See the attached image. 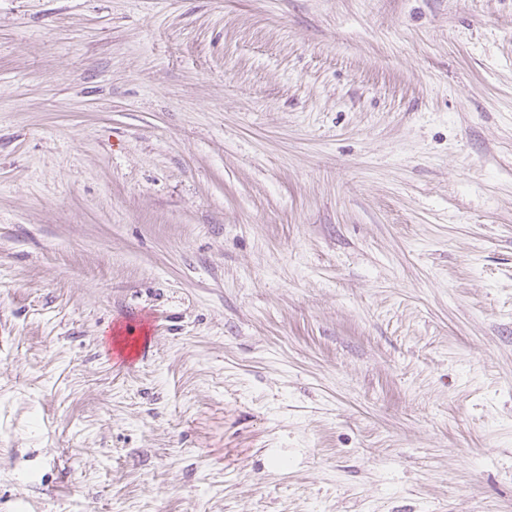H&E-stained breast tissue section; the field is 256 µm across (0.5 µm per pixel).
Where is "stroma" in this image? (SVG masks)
Listing matches in <instances>:
<instances>
[{
    "mask_svg": "<svg viewBox=\"0 0 512 512\" xmlns=\"http://www.w3.org/2000/svg\"><path fill=\"white\" fill-rule=\"evenodd\" d=\"M0 512H512V0H0Z\"/></svg>",
    "mask_w": 512,
    "mask_h": 512,
    "instance_id": "obj_1",
    "label": "stroma"
}]
</instances>
